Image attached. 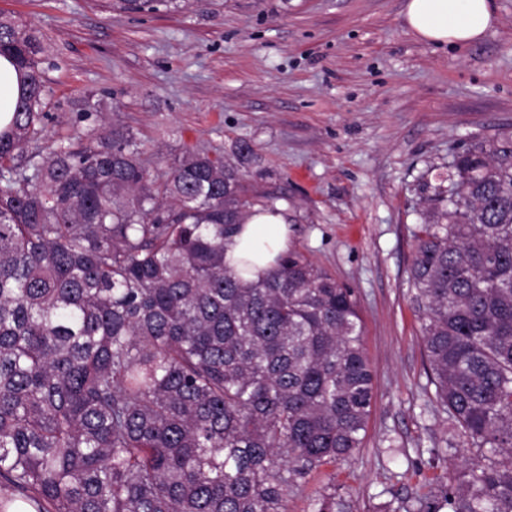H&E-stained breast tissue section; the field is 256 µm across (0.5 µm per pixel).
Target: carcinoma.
<instances>
[{"instance_id":"carcinoma-1","label":"carcinoma","mask_w":512,"mask_h":512,"mask_svg":"<svg viewBox=\"0 0 512 512\" xmlns=\"http://www.w3.org/2000/svg\"><path fill=\"white\" fill-rule=\"evenodd\" d=\"M45 36L0 16V512H288L351 461L374 398L353 289L290 252L224 265L255 202L222 156L151 169L100 122L42 145ZM409 269L465 467L383 512H512V135L455 153ZM336 479L309 512H342ZM15 74L7 61L0 58V120L9 119L11 112H6L16 95Z\"/></svg>"}]
</instances>
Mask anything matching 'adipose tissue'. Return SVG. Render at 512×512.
Listing matches in <instances>:
<instances>
[{
	"label": "adipose tissue",
	"mask_w": 512,
	"mask_h": 512,
	"mask_svg": "<svg viewBox=\"0 0 512 512\" xmlns=\"http://www.w3.org/2000/svg\"><path fill=\"white\" fill-rule=\"evenodd\" d=\"M408 30L437 46H464L479 41L496 21L495 0H407ZM288 249V224L283 214H252L235 242L224 253V264L253 263V274L263 273Z\"/></svg>",
	"instance_id": "adipose-tissue-1"
}]
</instances>
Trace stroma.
I'll return each instance as SVG.
<instances>
[{"label": "stroma", "instance_id": "35a3bbf8", "mask_svg": "<svg viewBox=\"0 0 512 512\" xmlns=\"http://www.w3.org/2000/svg\"><path fill=\"white\" fill-rule=\"evenodd\" d=\"M404 4L175 0L128 13L110 0H0L50 47L44 145L83 138L76 106L96 94L150 168L187 150L223 155L286 217L291 250L355 290L374 371L365 441L308 477L289 512H308L330 473L346 512H378L460 469L430 466L455 429L428 403L408 268L422 201L452 155L512 132V0H496L494 26L462 48L411 35ZM240 140L251 157L235 154Z\"/></svg>", "mask_w": 512, "mask_h": 512}]
</instances>
